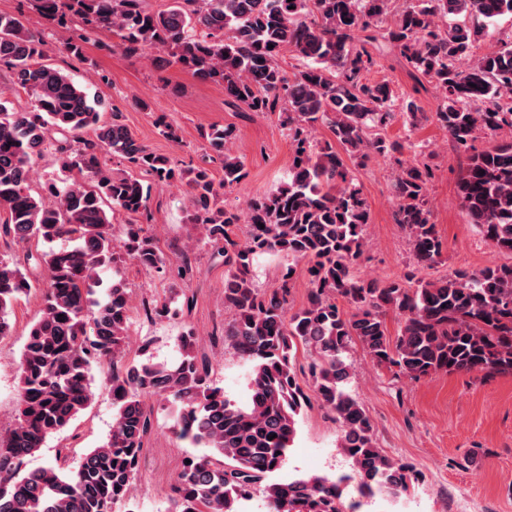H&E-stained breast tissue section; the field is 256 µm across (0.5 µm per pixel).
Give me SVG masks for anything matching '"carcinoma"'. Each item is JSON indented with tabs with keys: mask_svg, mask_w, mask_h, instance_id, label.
Returning <instances> with one entry per match:
<instances>
[{
	"mask_svg": "<svg viewBox=\"0 0 512 512\" xmlns=\"http://www.w3.org/2000/svg\"><path fill=\"white\" fill-rule=\"evenodd\" d=\"M390 0H170L150 10L144 0H33V9L59 26L78 23L112 33V48L134 57L150 44L162 61L224 86L228 104L278 114L293 159L274 190L250 198L242 211L221 206L222 190L245 178L234 154L236 129L212 126L205 139L222 164L215 183L203 167L184 168L140 142L120 121L101 118L97 99L45 62L46 41L13 15L0 14V68L30 104L8 108L0 90V229L19 243L62 245L36 254L47 271L40 319L23 347L19 404L12 428L0 433V512H115L129 499L156 398L174 414L177 437L207 452L188 457L172 487L170 512H238L259 492L269 512H357L349 487L366 498L398 495L418 482L406 463L375 446L373 425L348 389V360L357 342L380 368L420 380L437 373L512 372V264L457 271L436 280L406 276L385 283L354 277L369 212L344 158L386 157L395 143L378 134L393 119V90L362 75L376 64L366 45L386 39L421 89L441 93L436 122L467 154L459 194L472 224L494 247L512 253V141L478 151L479 135L512 130V44L483 55L463 71L455 62L490 36L512 0H413L387 28ZM302 61L289 78L279 57ZM318 124L333 141L312 144ZM92 132V138L83 137ZM54 148L75 176L29 188L30 164ZM130 172L116 175L107 157ZM187 187L192 228L224 242V306L234 318L224 342L250 365V402L238 407L211 384L195 351V333L181 337L173 364L126 362L130 294L123 256L110 227L116 214L148 215L150 188L131 171ZM432 168L400 167L393 181L396 222L407 231L414 264L431 267L443 253L432 222L427 185ZM248 225L244 244L234 227ZM124 253L145 269L164 263L152 239L128 225ZM263 254L309 264L306 304L288 313L287 284L270 292L249 277ZM109 270L105 282L100 272ZM33 285L19 264L0 258V338L10 335L14 304ZM104 289L95 297L96 289ZM343 299L344 310L337 304ZM398 317L390 336L386 315ZM309 351L313 392L341 424L336 444L351 473L269 480L285 461L298 417L311 397L297 381V347ZM112 361V430L73 470L56 464L26 469V459L63 431L93 400L92 369Z\"/></svg>",
	"mask_w": 512,
	"mask_h": 512,
	"instance_id": "1",
	"label": "carcinoma"
}]
</instances>
